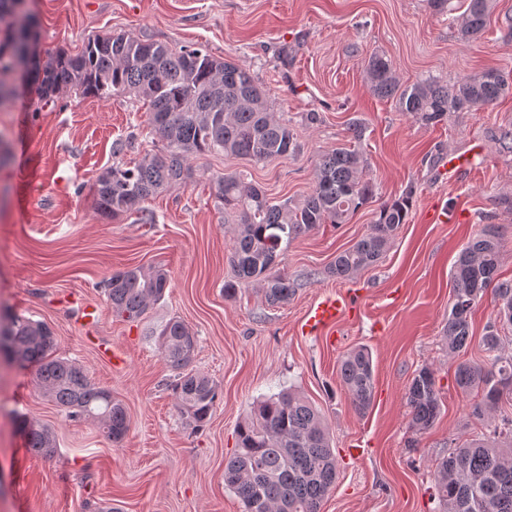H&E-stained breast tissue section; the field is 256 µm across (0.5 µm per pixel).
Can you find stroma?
<instances>
[{
    "instance_id": "1",
    "label": "stroma",
    "mask_w": 512,
    "mask_h": 512,
    "mask_svg": "<svg viewBox=\"0 0 512 512\" xmlns=\"http://www.w3.org/2000/svg\"><path fill=\"white\" fill-rule=\"evenodd\" d=\"M466 0L434 12L427 0H30L44 50L77 54L97 36L131 34L198 48L248 69L272 109L289 121L297 151L266 165L224 155L193 159L185 185L164 191L116 219L95 206V182L116 163L163 149L144 107L124 96L67 93L41 107L18 86L0 103V309L46 323L57 353L122 400L129 432L118 444L97 421L73 420L47 398L34 369L0 357V512H244L224 483L236 429L253 404L288 388L323 414L338 461L333 492L320 512H438L437 460L480 431L472 408L482 392H462L456 366L484 356L479 340L497 314L485 294L472 316L474 340L449 356L443 330L450 270L467 241L494 225L502 239L499 277L512 281V153L498 128L512 126V94L488 109L448 113L425 124L374 97L363 63L391 59L401 84L442 81L482 68L512 76V38L503 25L512 0H495L484 32L462 38ZM319 115L305 123V113ZM366 125L361 148L376 198L342 224H323L293 240L281 269L295 295L270 305L256 284L224 295L234 224L209 177L241 172L275 202L300 205L325 151L349 144L352 120ZM470 163L449 175V156ZM413 190V205L387 252L345 280L331 276L337 254L376 219L380 203ZM159 266L170 285L138 320L116 316L104 282L118 270ZM349 308L335 325L305 336L300 323L321 295ZM96 307L98 321L80 319ZM177 318L195 332L192 366L218 386L206 424L180 416L174 373L156 335ZM372 353L375 396L358 415L340 382V359L355 347ZM433 369L441 413L424 433L410 427L412 378ZM48 426L51 456L27 451L19 416ZM352 448L360 457L349 456Z\"/></svg>"
}]
</instances>
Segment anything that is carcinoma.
Masks as SVG:
<instances>
[{"instance_id":"cac0c4a2","label":"carcinoma","mask_w":512,"mask_h":512,"mask_svg":"<svg viewBox=\"0 0 512 512\" xmlns=\"http://www.w3.org/2000/svg\"><path fill=\"white\" fill-rule=\"evenodd\" d=\"M494 0H468L459 33L475 38L485 29ZM37 36L27 0H0V100L12 92L10 76L28 70L27 83L47 105L61 92L84 97L131 96L148 105L147 122L165 141V150L139 162L105 168L95 184L99 212L115 219L141 209L151 197L186 182L189 161L208 154L246 158L263 164L298 148L293 128L272 112L268 93L250 71L199 49L147 42L131 34L99 36L81 52H44L36 58ZM371 94L396 100L400 111L433 123L450 112L488 108L512 92V82L495 69H483L448 86L426 78L403 86L391 60L372 53L364 61ZM356 145L319 156L313 186L303 203H276L246 181L241 173L211 175L216 197L237 224L229 261L233 279L224 296L233 298L242 283L260 286L271 305L288 302L296 286L281 271V256L299 235L321 224H342L376 197L365 177L364 152L357 147L365 125L349 124ZM413 191L382 203L369 231L338 253L330 272L346 279L383 255L400 226L407 222ZM501 242L491 229L473 237L450 272L452 300L444 327L448 355L467 349L473 337L472 314L493 288L499 320L512 325V282L498 279ZM169 286L159 266L119 270L106 280L112 311L135 320L161 300ZM0 336L10 338L7 354L36 368L44 394L72 419L94 418L106 437L118 443L129 431L125 405L108 390L92 384L76 362L55 354V338L44 323L9 316L0 319ZM157 341L167 364L177 371L173 385L176 407L195 428L209 419L217 385L192 368L196 338L180 320L161 326ZM481 344L485 359L461 362L457 386L482 389L483 402L473 416L487 422L488 432L464 440L436 466L439 512H512V414L498 412L512 395V354L503 350L494 325ZM339 378L355 410L364 414L374 398L372 356L365 347L348 352L339 363ZM411 425L429 428L441 412L433 371L425 367L408 389ZM26 448L49 456L55 444L48 428L22 420ZM337 460L324 418L299 391L289 389L258 401L238 424V448L224 467L226 486L242 501L245 512H320L336 485Z\"/></svg>"}]
</instances>
